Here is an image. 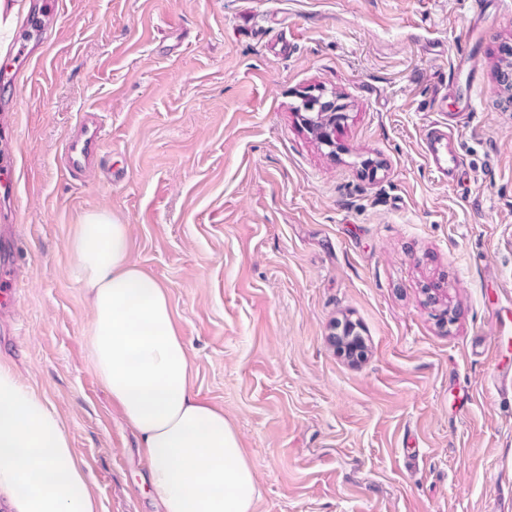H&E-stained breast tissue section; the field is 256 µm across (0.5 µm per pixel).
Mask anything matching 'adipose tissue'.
I'll return each mask as SVG.
<instances>
[{
	"label": "adipose tissue",
	"mask_w": 512,
	"mask_h": 512,
	"mask_svg": "<svg viewBox=\"0 0 512 512\" xmlns=\"http://www.w3.org/2000/svg\"><path fill=\"white\" fill-rule=\"evenodd\" d=\"M69 248L90 299L94 367L139 436L164 512H253L259 488L241 438L195 395L167 290L131 260L127 225L87 213ZM0 496L10 512H99L58 413L2 365Z\"/></svg>",
	"instance_id": "ef3b65f1"
}]
</instances>
